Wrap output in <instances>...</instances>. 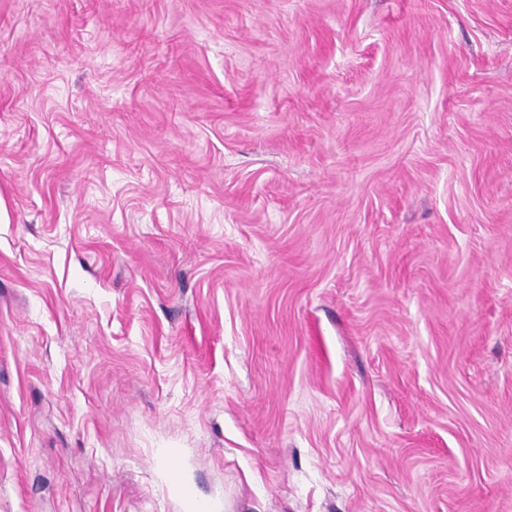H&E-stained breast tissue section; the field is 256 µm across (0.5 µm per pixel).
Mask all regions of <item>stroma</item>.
<instances>
[{
    "instance_id": "35a3bbf8",
    "label": "stroma",
    "mask_w": 512,
    "mask_h": 512,
    "mask_svg": "<svg viewBox=\"0 0 512 512\" xmlns=\"http://www.w3.org/2000/svg\"><path fill=\"white\" fill-rule=\"evenodd\" d=\"M512 512V0H0V512Z\"/></svg>"
}]
</instances>
